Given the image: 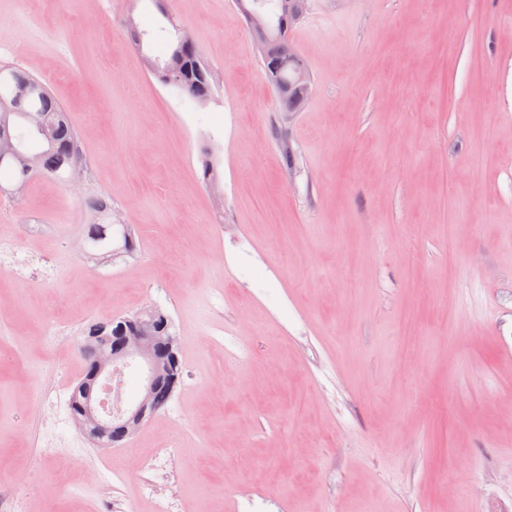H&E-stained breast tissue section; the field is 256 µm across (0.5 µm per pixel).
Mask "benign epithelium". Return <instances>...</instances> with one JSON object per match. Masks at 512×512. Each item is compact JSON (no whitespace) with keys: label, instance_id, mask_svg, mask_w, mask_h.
Here are the masks:
<instances>
[{"label":"benign epithelium","instance_id":"benign-epithelium-1","mask_svg":"<svg viewBox=\"0 0 512 512\" xmlns=\"http://www.w3.org/2000/svg\"><path fill=\"white\" fill-rule=\"evenodd\" d=\"M301 96L311 98L314 84L308 68L300 67L294 77ZM25 94L20 89L14 103H0V159L13 157L26 162L9 133L11 115L15 103ZM168 317L155 309H147L119 323L117 336H98L94 347V360L90 372L79 385L83 398L80 404L79 429L96 439L103 447H121L157 412L156 394L159 390H173L177 382L175 370L179 359L175 351V339L163 338L159 333L168 328ZM137 361L147 367V375L139 398L126 408L108 412L98 400V392L104 380L112 378V370L118 365Z\"/></svg>","mask_w":512,"mask_h":512}]
</instances>
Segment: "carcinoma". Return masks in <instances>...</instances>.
I'll return each mask as SVG.
<instances>
[{
	"label": "carcinoma",
	"mask_w": 512,
	"mask_h": 512,
	"mask_svg": "<svg viewBox=\"0 0 512 512\" xmlns=\"http://www.w3.org/2000/svg\"><path fill=\"white\" fill-rule=\"evenodd\" d=\"M289 0H236L237 9L261 11L269 17V32L260 40L261 63L271 85L288 82L297 63H306L302 54L288 40ZM159 12L168 21L173 35L170 54L163 64L148 61L151 75L161 84L172 87L189 99L206 103L214 95L212 72L195 41L184 39L181 24L170 15L163 0H155ZM28 86L20 108L14 113L12 127L22 143L24 155L31 158L37 173L55 181H71L77 169V133L55 96L36 78L15 66L0 65V100L15 96L20 85ZM49 128L51 137L43 138L38 127ZM202 177L205 184L217 180V160L214 153L204 151ZM98 215L97 221L84 225L82 238L91 250L92 258L112 255L114 224L108 221L112 204L103 196L89 200Z\"/></svg>",
	"instance_id": "cac0c4a2"
}]
</instances>
